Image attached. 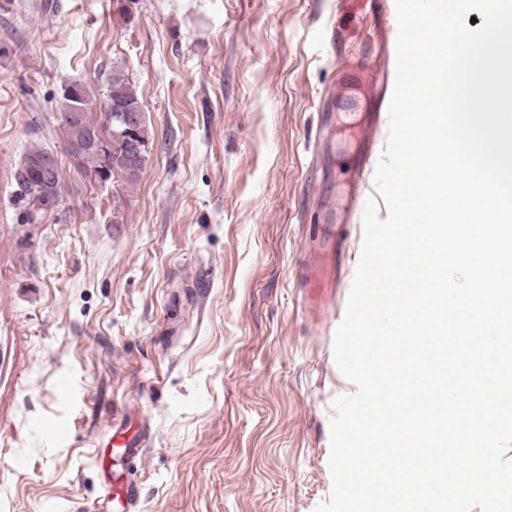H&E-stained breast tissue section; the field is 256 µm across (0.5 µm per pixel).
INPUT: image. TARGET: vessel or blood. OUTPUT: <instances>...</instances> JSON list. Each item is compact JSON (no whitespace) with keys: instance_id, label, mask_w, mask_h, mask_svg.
Masks as SVG:
<instances>
[{"instance_id":"vessel-or-blood-1","label":"vessel or blood","mask_w":512,"mask_h":512,"mask_svg":"<svg viewBox=\"0 0 512 512\" xmlns=\"http://www.w3.org/2000/svg\"><path fill=\"white\" fill-rule=\"evenodd\" d=\"M342 11H352L356 24L348 31V38L364 36L368 27L378 29L396 25V9L392 0H337ZM343 69L349 78L359 82L377 102V110L369 114L363 128V137L367 141L366 150L359 156L356 166L350 171L349 179L358 188H365L370 176L375 173L381 153L372 139L376 126L388 123V108L393 93L396 74L390 68L370 63L363 57H353L343 63ZM318 244L299 269V280L305 288L310 305L314 310H322L324 302L335 296L343 278L344 266L341 259L338 227L334 224L318 225L316 230ZM107 444L122 452L130 463H137L144 446L139 433H128L121 423H113L107 435ZM140 495L137 487L130 481L110 482L106 489L101 507L108 512L109 507L119 508L120 512H138Z\"/></svg>"}]
</instances>
